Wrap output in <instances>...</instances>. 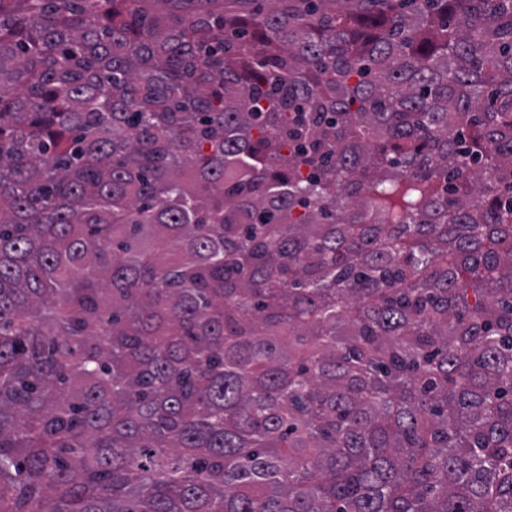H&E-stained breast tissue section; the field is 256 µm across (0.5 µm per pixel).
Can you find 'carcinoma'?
Returning <instances> with one entry per match:
<instances>
[{"label":"carcinoma","instance_id":"cac0c4a2","mask_svg":"<svg viewBox=\"0 0 512 512\" xmlns=\"http://www.w3.org/2000/svg\"><path fill=\"white\" fill-rule=\"evenodd\" d=\"M0 512H512V0H0Z\"/></svg>","mask_w":512,"mask_h":512}]
</instances>
